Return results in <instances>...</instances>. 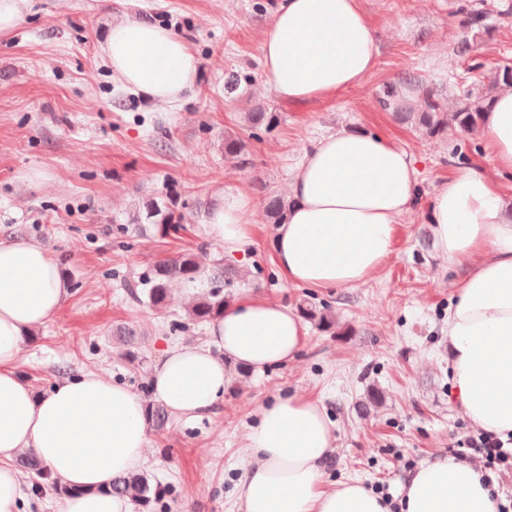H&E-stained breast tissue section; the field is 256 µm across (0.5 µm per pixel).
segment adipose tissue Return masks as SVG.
Returning a JSON list of instances; mask_svg holds the SVG:
<instances>
[{"instance_id": "1", "label": "adipose tissue", "mask_w": 512, "mask_h": 512, "mask_svg": "<svg viewBox=\"0 0 512 512\" xmlns=\"http://www.w3.org/2000/svg\"><path fill=\"white\" fill-rule=\"evenodd\" d=\"M102 56L124 86L158 104L180 102L198 60L181 36L135 18L114 21ZM262 79L275 95L308 102L360 85L376 67L375 31L358 0H279L260 43ZM492 171L465 168L437 186L427 207L433 244L467 271L448 309L452 395L476 428L512 433V202L497 180L512 172V88L481 117ZM419 171L397 142L365 131L320 138L295 167L288 215L278 224L274 262L288 283L349 288L371 279L391 252L416 197ZM208 236L227 253L249 236L251 198L226 191ZM68 296L56 260L38 243L0 242V512H19L24 484L14 465L33 453L72 488L63 512H128L112 496L113 476L145 459L142 398L96 374L68 378L35 396L15 371L25 336ZM306 325L291 308L250 295L226 307L203 347L166 349L153 374L155 396L181 415L208 413L224 397L227 362L265 369L302 349ZM336 437L320 401L288 395L261 404L247 435L253 462L236 488L243 512H388L358 480L326 483ZM467 463L439 456L408 474L400 512H496Z\"/></svg>"}]
</instances>
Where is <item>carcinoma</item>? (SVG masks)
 I'll list each match as a JSON object with an SVG mask.
<instances>
[{"label": "carcinoma", "mask_w": 512, "mask_h": 512, "mask_svg": "<svg viewBox=\"0 0 512 512\" xmlns=\"http://www.w3.org/2000/svg\"><path fill=\"white\" fill-rule=\"evenodd\" d=\"M487 101L486 96H468L454 111L448 113L444 111L438 94L431 89H425L417 98L409 99L400 94L397 87L390 86L382 98L385 108L414 120L431 137L446 131L450 124L463 130L475 128ZM146 219L155 224L164 236L180 229L179 219L174 213L162 210L153 202L146 205ZM204 275L213 283H232V269L218 264L206 271L193 254L185 253L157 262L153 265L151 273L142 279L141 285L146 290L149 301L159 306L165 304L168 299V284L171 280L179 279L189 285ZM224 306V297L218 292H212L195 302L189 315L194 323L203 324L222 313ZM169 418L168 410L162 405L151 403L145 407V419L157 429L164 428ZM110 492L116 496L145 503L149 501L150 486L145 477L127 473L112 478Z\"/></svg>", "instance_id": "obj_1"}]
</instances>
